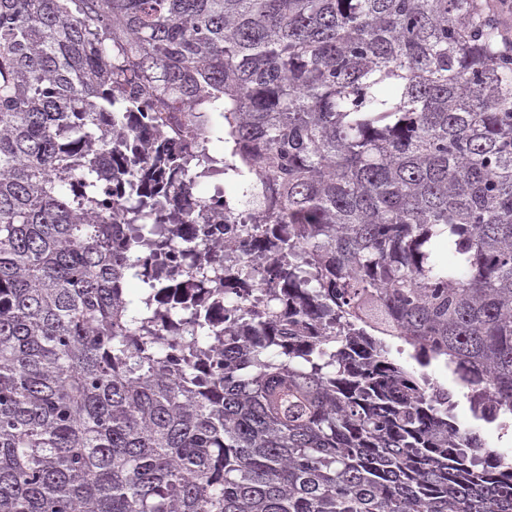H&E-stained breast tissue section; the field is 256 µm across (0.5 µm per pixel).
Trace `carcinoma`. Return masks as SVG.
Masks as SVG:
<instances>
[{
  "instance_id": "cac0c4a2",
  "label": "carcinoma",
  "mask_w": 512,
  "mask_h": 512,
  "mask_svg": "<svg viewBox=\"0 0 512 512\" xmlns=\"http://www.w3.org/2000/svg\"><path fill=\"white\" fill-rule=\"evenodd\" d=\"M222 207L283 258L261 309ZM368 316L512 431L489 4L0 0V512H512V459ZM429 375L432 378L438 379L440 382L448 384V387H453L456 392V400L458 401V405L455 408V416L458 422L463 426H472L475 425L476 422L473 420L471 416V411L469 408V403L467 399L463 396V393L467 392V389H461L459 386H456L452 383L451 378L446 376V372L442 366V363H433L429 368L426 369Z\"/></svg>"
}]
</instances>
